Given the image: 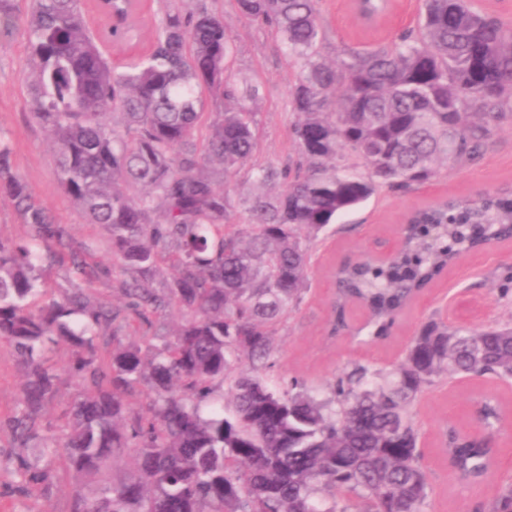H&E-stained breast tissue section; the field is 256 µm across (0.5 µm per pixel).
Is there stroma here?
I'll return each instance as SVG.
<instances>
[{
	"mask_svg": "<svg viewBox=\"0 0 512 512\" xmlns=\"http://www.w3.org/2000/svg\"><path fill=\"white\" fill-rule=\"evenodd\" d=\"M213 11L239 38L233 70L237 84H260L256 110L260 121L257 162L287 164L294 151L288 108L296 69L286 63L280 40L268 27L241 19L234 0H210ZM166 0H142L141 23L134 49L106 46L114 64L144 52L154 35V17ZM326 39L321 53L333 61L347 53L386 47L415 27L422 0H394L388 14L374 27H365L351 0H320ZM29 72L22 30L0 37V137L11 143V165L38 196L71 228L75 246L95 260L111 264L105 231L86 223L60 185L54 152L44 129L33 118L26 88ZM512 186V122L491 127L487 145L472 160L449 168L430 184L413 190L379 189L366 203L349 213L338 231L322 233L316 245L307 289L299 307L287 316L274 338V366L266 379L271 387L292 378L303 380L318 398L331 395L339 375L355 367L377 373L383 386L396 381L394 371L420 325L430 317L451 326L479 329L492 321L512 320V240L498 241L460 257L447 273L419 293L403 310L390 336L361 346L351 331L364 321L360 306H349L348 327L333 332L331 302L336 291L334 273L347 259L389 253L399 244V229L413 209L451 197L477 199ZM23 373L11 348L0 344V418L16 407ZM488 395L502 405V421L493 435L499 463L477 485L459 484L443 452L446 428L476 432L481 428L476 400ZM414 423L424 452L429 497L424 512H487L506 474L512 473V379L491 376L440 378L413 406ZM13 436L0 430V512H69L73 487L59 482L50 492H16L18 479L7 458Z\"/></svg>",
	"mask_w": 512,
	"mask_h": 512,
	"instance_id": "1",
	"label": "stroma"
}]
</instances>
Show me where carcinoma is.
<instances>
[{
	"label": "carcinoma",
	"instance_id": "obj_1",
	"mask_svg": "<svg viewBox=\"0 0 512 512\" xmlns=\"http://www.w3.org/2000/svg\"><path fill=\"white\" fill-rule=\"evenodd\" d=\"M238 13L279 35L297 66L289 95L296 159L241 168L258 149V86L232 80L234 34L207 0L158 18L150 53L114 66L99 44L131 46L129 0L105 5L90 30L83 0H0V35L23 23L32 67L31 112L51 136L63 190L109 236L126 276L123 304L92 284L111 274L88 261L13 172L0 138V199L32 235L0 239V343L24 370L20 403L5 421L20 491L73 482L70 512H423L428 485L412 403L445 374L512 378V323L478 330L430 319L407 345L390 388L362 389L367 369L318 399L295 379L270 388L274 336L296 308L312 263L307 241L381 187L424 186L441 166L469 158L512 107V29L474 0H423L417 29L390 49L328 63L318 0H235ZM385 0H361L373 19ZM512 233V187L479 201L421 208L387 260L347 261L334 329L360 303L362 342L389 336L401 312L460 256ZM78 286L58 297L40 287L45 258ZM161 280L164 286L155 287ZM175 309L161 346L126 327ZM112 338L102 350L98 340ZM63 344L69 358L52 361ZM246 370L231 379L228 356ZM63 370L78 392L62 435L43 422ZM230 381L231 414L218 392ZM146 389L138 413L129 401ZM212 402L210 416L200 406ZM448 461L467 484L495 461L485 434L446 433ZM131 465L114 478L116 459ZM491 512H512V475Z\"/></svg>",
	"mask_w": 512,
	"mask_h": 512
}]
</instances>
